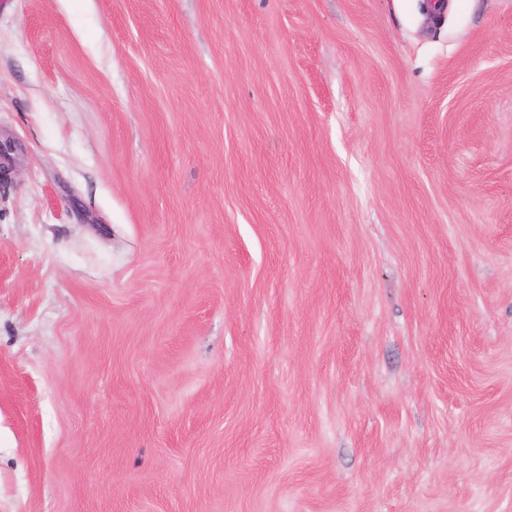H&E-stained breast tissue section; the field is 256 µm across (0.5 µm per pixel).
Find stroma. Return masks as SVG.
Here are the masks:
<instances>
[{"label":"stroma","instance_id":"1","mask_svg":"<svg viewBox=\"0 0 512 512\" xmlns=\"http://www.w3.org/2000/svg\"><path fill=\"white\" fill-rule=\"evenodd\" d=\"M0 512H512V0H0Z\"/></svg>","mask_w":512,"mask_h":512}]
</instances>
